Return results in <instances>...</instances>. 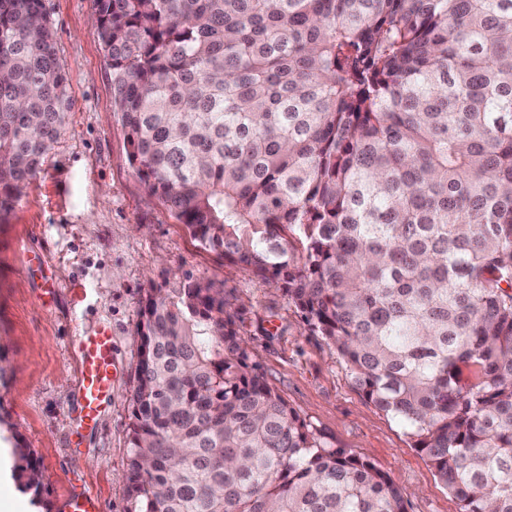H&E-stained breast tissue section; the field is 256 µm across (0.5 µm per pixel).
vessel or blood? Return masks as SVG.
<instances>
[{"instance_id":"1","label":"vessel or blood","mask_w":512,"mask_h":512,"mask_svg":"<svg viewBox=\"0 0 512 512\" xmlns=\"http://www.w3.org/2000/svg\"><path fill=\"white\" fill-rule=\"evenodd\" d=\"M79 391L86 422H94L103 398L110 390L112 338L109 332L87 339L81 345ZM60 512H99L97 498L88 491L72 492L62 498Z\"/></svg>"}]
</instances>
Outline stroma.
Returning a JSON list of instances; mask_svg holds the SVG:
<instances>
[{
	"mask_svg": "<svg viewBox=\"0 0 512 512\" xmlns=\"http://www.w3.org/2000/svg\"><path fill=\"white\" fill-rule=\"evenodd\" d=\"M72 107L42 171L0 222V454L25 446L43 475L40 505L13 478L0 502L58 512L87 490L127 512L123 475L140 301L184 274L224 287L226 308L268 382L338 445L386 472L407 512H461L404 427L367 401L336 350L310 335L277 287L198 246L130 165L112 106V71L92 0H45ZM112 333L111 389L96 423L79 395L81 342Z\"/></svg>",
	"mask_w": 512,
	"mask_h": 512,
	"instance_id": "stroma-1",
	"label": "stroma"
}]
</instances>
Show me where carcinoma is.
I'll list each match as a JSON object with an SVG mask.
<instances>
[{
  "mask_svg": "<svg viewBox=\"0 0 512 512\" xmlns=\"http://www.w3.org/2000/svg\"><path fill=\"white\" fill-rule=\"evenodd\" d=\"M94 9L149 191L283 291L461 512H512V0ZM71 107L44 0H0V221ZM225 307L190 274L141 301L127 512H407L268 384Z\"/></svg>",
  "mask_w": 512,
  "mask_h": 512,
  "instance_id": "obj_1",
  "label": "carcinoma"
}]
</instances>
